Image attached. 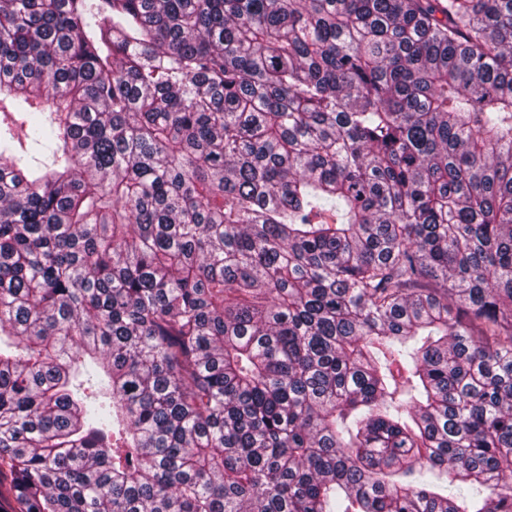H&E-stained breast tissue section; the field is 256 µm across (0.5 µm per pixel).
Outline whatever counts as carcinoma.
I'll use <instances>...</instances> for the list:
<instances>
[{"label": "carcinoma", "mask_w": 512, "mask_h": 512, "mask_svg": "<svg viewBox=\"0 0 512 512\" xmlns=\"http://www.w3.org/2000/svg\"><path fill=\"white\" fill-rule=\"evenodd\" d=\"M3 470L512 512V0H0Z\"/></svg>", "instance_id": "cac0c4a2"}]
</instances>
